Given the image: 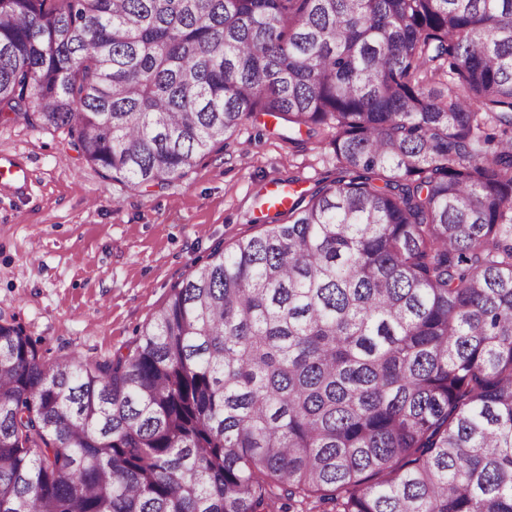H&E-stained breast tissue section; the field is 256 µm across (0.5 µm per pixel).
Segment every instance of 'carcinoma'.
<instances>
[{
	"label": "carcinoma",
	"instance_id": "cac0c4a2",
	"mask_svg": "<svg viewBox=\"0 0 512 512\" xmlns=\"http://www.w3.org/2000/svg\"><path fill=\"white\" fill-rule=\"evenodd\" d=\"M256 112L336 179L126 353L0 323V512H512V0H0V124L104 179Z\"/></svg>",
	"mask_w": 512,
	"mask_h": 512
}]
</instances>
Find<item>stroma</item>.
<instances>
[{
    "label": "stroma",
    "instance_id": "obj_1",
    "mask_svg": "<svg viewBox=\"0 0 512 512\" xmlns=\"http://www.w3.org/2000/svg\"><path fill=\"white\" fill-rule=\"evenodd\" d=\"M0 162L29 176L24 192L0 186V317L37 338L50 361L126 351L214 248L275 220L273 184L303 192L336 177L327 149L288 140L263 114L163 186L102 178L63 129L0 125Z\"/></svg>",
    "mask_w": 512,
    "mask_h": 512
}]
</instances>
